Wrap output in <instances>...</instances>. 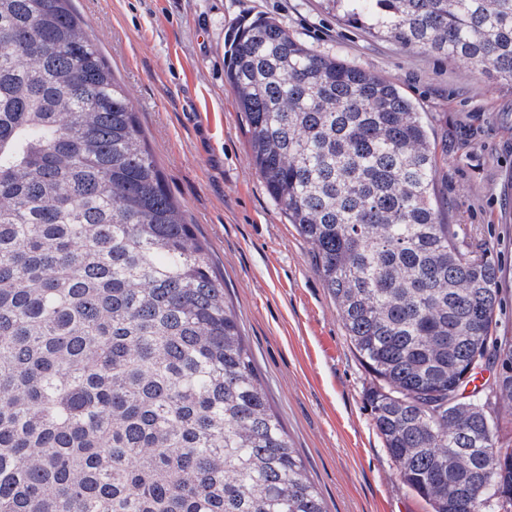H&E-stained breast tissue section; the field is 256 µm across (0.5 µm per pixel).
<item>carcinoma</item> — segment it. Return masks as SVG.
<instances>
[{
	"label": "carcinoma",
	"mask_w": 512,
	"mask_h": 512,
	"mask_svg": "<svg viewBox=\"0 0 512 512\" xmlns=\"http://www.w3.org/2000/svg\"><path fill=\"white\" fill-rule=\"evenodd\" d=\"M323 4L512 80V0ZM229 57L252 163L316 252L402 482L433 512H512L488 494L512 491L501 269L439 217L447 137L276 20L240 23ZM476 362L494 377L469 397ZM0 512H326L72 0H0Z\"/></svg>",
	"instance_id": "1"
}]
</instances>
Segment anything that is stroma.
<instances>
[{
	"label": "stroma",
	"instance_id": "35a3bbf8",
	"mask_svg": "<svg viewBox=\"0 0 512 512\" xmlns=\"http://www.w3.org/2000/svg\"><path fill=\"white\" fill-rule=\"evenodd\" d=\"M125 84L167 188L224 278L273 411L327 512H431L400 481L365 397L370 376L312 246L268 195L224 79L245 20L393 81L448 135L437 175L445 222L466 225L502 268L499 335L512 339V82L338 22L320 0H73Z\"/></svg>",
	"mask_w": 512,
	"mask_h": 512
}]
</instances>
